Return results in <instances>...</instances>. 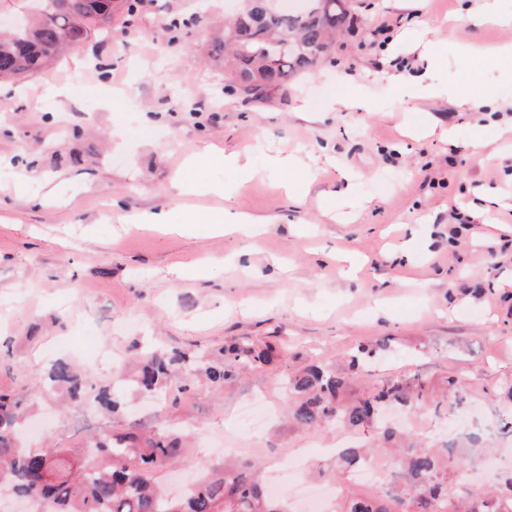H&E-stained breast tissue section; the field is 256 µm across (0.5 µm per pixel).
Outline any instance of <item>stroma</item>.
<instances>
[{
  "instance_id": "obj_1",
  "label": "stroma",
  "mask_w": 512,
  "mask_h": 512,
  "mask_svg": "<svg viewBox=\"0 0 512 512\" xmlns=\"http://www.w3.org/2000/svg\"><path fill=\"white\" fill-rule=\"evenodd\" d=\"M240 4L144 0L133 17L119 8L48 70L0 84V391L41 388L24 438L69 448L88 432L127 428L143 397L122 385L116 414L60 411L43 387L56 360L97 387L125 369L136 343L205 365L223 362L234 341L272 346L276 362L223 386L196 373L161 394L158 428L191 431L169 487L207 465L252 461L263 484L280 483L293 512H306L291 490L294 458L317 495L376 492L329 453L345 435L365 443L363 433L289 421L288 380L306 365L340 369L379 344L368 379L455 377L471 406L512 417L502 389L512 380V78L495 55L512 45V25L473 26L484 0H350L354 24L331 58L254 104L225 91L223 66L207 57ZM174 18L187 27L170 29ZM428 41L438 63L423 54ZM473 77L495 90L494 112L423 90ZM347 86L369 93L370 116L326 111ZM476 137L484 155L468 148ZM207 147L217 159L176 193ZM237 150L253 178L225 167L223 153ZM278 154L314 170L307 195L285 192L288 172L270 163ZM160 209H226L254 223L195 236L131 221ZM199 261L210 264L204 276L172 272ZM250 397L272 407L258 427L242 414ZM400 418L429 444L467 435L454 415ZM489 453L492 470L459 496L512 472V435L495 434Z\"/></svg>"
}]
</instances>
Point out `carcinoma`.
Returning <instances> with one entry per match:
<instances>
[{"label":"carcinoma","instance_id":"obj_1","mask_svg":"<svg viewBox=\"0 0 512 512\" xmlns=\"http://www.w3.org/2000/svg\"><path fill=\"white\" fill-rule=\"evenodd\" d=\"M41 3L48 19L34 20L28 35L0 38V81L43 71L112 14V0H80L76 12L63 0ZM351 22L347 0H308L306 11L271 14L263 27L254 24L248 6H243L241 18L224 24V38L214 47L215 54L224 56L225 89L254 101L266 99L274 89L313 72L330 54L336 34ZM274 27L293 30V44L284 49L269 44L276 38ZM275 355L271 347L234 342L224 348V362L205 366L204 373L221 385L233 375L231 367L262 366ZM194 362L195 356L187 352L152 354L131 382L155 397L176 367ZM49 379L72 399L91 392L106 410L115 413L121 407L112 386L87 385L65 362L52 366ZM288 388L293 395L290 417L298 427L338 424L368 434L366 446L343 450L340 460L346 469L377 452L403 466L399 483L386 493L347 495L336 512H512V475L504 476L493 492L461 500L455 489L465 481L469 462L450 460L444 449L425 446L410 432L389 429L383 422L390 404L438 408L451 397L460 406L467 394L458 380L448 378L436 388L422 374L406 373L374 382L353 396L346 376L314 365L291 379ZM37 395L36 389L24 399L0 393V488L47 505L50 512H287L258 480L250 462L209 469L181 497H169L164 478L182 455L181 439L170 431L144 437L138 434L139 425L131 424L122 435L93 437L80 448H21L15 434L26 415L25 403Z\"/></svg>","mask_w":512,"mask_h":512}]
</instances>
